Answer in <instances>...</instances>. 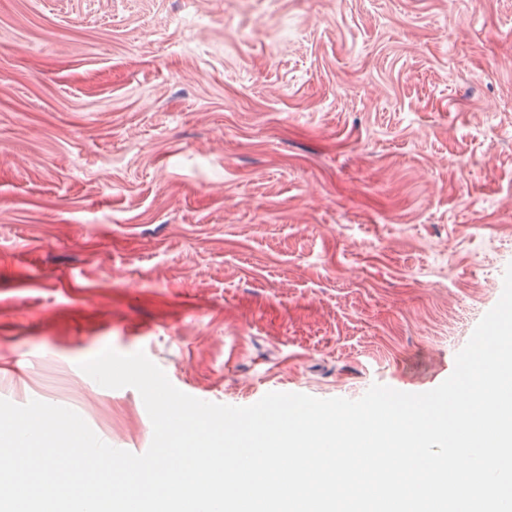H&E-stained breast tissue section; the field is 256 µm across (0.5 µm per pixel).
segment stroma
Returning <instances> with one entry per match:
<instances>
[{
    "label": "stroma",
    "mask_w": 512,
    "mask_h": 512,
    "mask_svg": "<svg viewBox=\"0 0 512 512\" xmlns=\"http://www.w3.org/2000/svg\"><path fill=\"white\" fill-rule=\"evenodd\" d=\"M512 0H0V398L439 383L512 264Z\"/></svg>",
    "instance_id": "1"
}]
</instances>
